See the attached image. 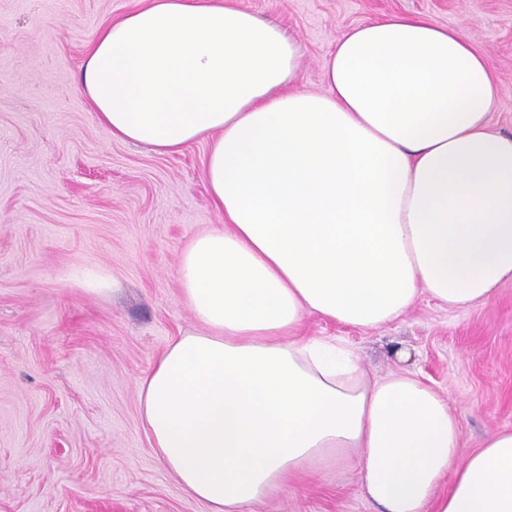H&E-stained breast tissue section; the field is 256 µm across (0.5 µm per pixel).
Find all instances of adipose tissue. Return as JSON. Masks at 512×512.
I'll return each mask as SVG.
<instances>
[{"label":"adipose tissue","mask_w":512,"mask_h":512,"mask_svg":"<svg viewBox=\"0 0 512 512\" xmlns=\"http://www.w3.org/2000/svg\"><path fill=\"white\" fill-rule=\"evenodd\" d=\"M300 46L235 0H148L102 26L81 88L113 139L157 153L209 137L226 229L195 237L182 297L204 330L139 382L159 460L210 512H245L319 459L356 452L381 512H512V430L461 456L447 395L371 378L306 315L378 328L419 298L471 309L512 281V135L455 30L394 16L347 30L326 88ZM448 492H440L444 480Z\"/></svg>","instance_id":"1"}]
</instances>
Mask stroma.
<instances>
[{"instance_id":"1","label":"stroma","mask_w":512,"mask_h":512,"mask_svg":"<svg viewBox=\"0 0 512 512\" xmlns=\"http://www.w3.org/2000/svg\"><path fill=\"white\" fill-rule=\"evenodd\" d=\"M300 42V89L348 29L424 15L481 53L512 134V0H237ZM134 0H0V512H210L163 468L138 383L175 336L201 331L178 268L223 227L204 171L208 140L166 155L114 140L80 88L99 28ZM116 279L89 289L85 274ZM303 333L346 344L373 377L408 371L449 392L462 454L512 429V282L483 305L420 297L376 328L316 315ZM354 454L326 459L250 512H376Z\"/></svg>"}]
</instances>
